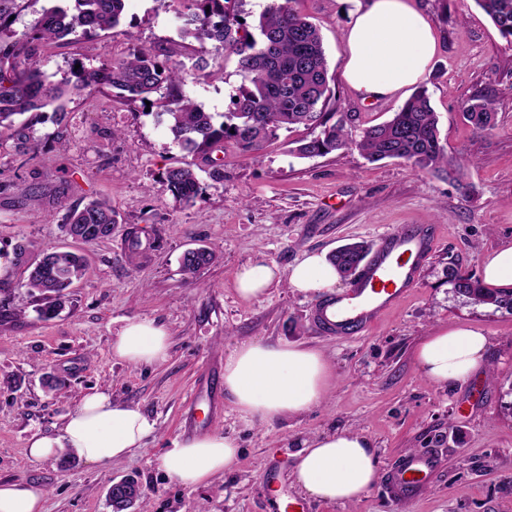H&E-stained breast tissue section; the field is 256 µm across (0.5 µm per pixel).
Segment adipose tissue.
<instances>
[{
    "label": "adipose tissue",
    "mask_w": 512,
    "mask_h": 512,
    "mask_svg": "<svg viewBox=\"0 0 512 512\" xmlns=\"http://www.w3.org/2000/svg\"><path fill=\"white\" fill-rule=\"evenodd\" d=\"M343 77L362 99L379 100L422 81L438 40L412 0H361L344 35ZM339 276L325 253H310L289 271L257 255L235 273L232 286L251 300L287 283L301 293L330 292ZM488 339L456 327L427 337L416 351L423 375L436 384L466 382L485 366ZM167 328L153 320L126 321L112 338V356L131 365H153L169 357ZM332 382L330 367L316 348L262 342L236 345L224 358V397L246 424L300 416L320 404ZM156 426L139 407L113 399L105 388L86 392L60 436L33 435L28 454L36 460L74 449L92 463H117L140 448ZM240 454L235 437L214 430L165 449L158 467L185 486L209 483L231 468ZM295 487L327 502L359 500L378 480L371 440L349 430L324 433L296 455ZM46 491L22 481L0 482V512H44Z\"/></svg>",
    "instance_id": "1"
}]
</instances>
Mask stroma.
Wrapping results in <instances>:
<instances>
[{"label":"stroma","instance_id":"stroma-1","mask_svg":"<svg viewBox=\"0 0 512 512\" xmlns=\"http://www.w3.org/2000/svg\"><path fill=\"white\" fill-rule=\"evenodd\" d=\"M414 3L438 38L425 83L442 141L450 157L469 160L458 182L402 161L372 163L353 147L297 157L291 144L307 135L299 127L279 131L258 152L226 149L223 180L200 172L201 195L181 205L160 176L183 152L155 111L108 89L65 95L40 112L29 131L31 144L44 150L35 161L24 162L14 140H0V281L14 289L11 307L25 311L0 325V482L42 486L45 512H111L106 492L123 478L143 491L128 512H281L279 501L299 497L292 471L303 443L353 430L372 441L379 480L353 503L305 498L308 512H512V313L456 295L447 276L452 267L481 276L485 256L512 245V41L474 0ZM293 7L323 36L332 89L327 112L348 116L355 138L389 120L410 90L365 101L342 77L351 0H295ZM179 26L159 0H126L112 33L42 47V69L58 81L69 76L72 62H113L144 45L187 67L185 91L205 111H231L242 83L234 57L209 43L210 74L195 78L193 50ZM477 95L496 102L492 134L477 133L462 116V104ZM62 137L69 143L64 151ZM94 198L116 211L112 237L74 242L60 227L65 208ZM407 224L436 226L433 253L416 288L362 337L320 334L310 320L318 293L281 284L244 300L231 286L236 270L257 254L286 272L305 253L373 244ZM132 227L141 230L134 261L126 243ZM20 239L35 255L72 248L88 260L87 276L73 284L53 320H38L22 285L13 254ZM200 244L215 248L218 258L185 277L180 258ZM128 319L165 325V363L134 366L113 358L112 338ZM451 326L488 336L487 371L441 386L423 377L415 352L427 336ZM251 341L321 350L333 372L324 401L298 417L244 424L224 399V357ZM50 375L65 378L66 386L47 388ZM95 387L155 420L142 448L110 465L79 458L64 468L55 458H30L29 438L59 435L80 397ZM214 429L241 446L224 474L187 487L158 470L157 458L174 442ZM423 449L436 452L439 473L396 510L383 476L402 456Z\"/></svg>","mask_w":512,"mask_h":512}]
</instances>
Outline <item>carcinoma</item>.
I'll return each instance as SVG.
<instances>
[{"label":"carcinoma","mask_w":512,"mask_h":512,"mask_svg":"<svg viewBox=\"0 0 512 512\" xmlns=\"http://www.w3.org/2000/svg\"><path fill=\"white\" fill-rule=\"evenodd\" d=\"M25 0H0V135L6 133L24 145L31 120L18 123L28 113H38L71 90L111 88L126 101H149L161 109L174 143L191 158L166 168L160 182L175 200L189 205L201 192L198 172L210 167L209 176L224 179L213 153L230 145L245 154L263 149L278 131L302 126L311 131L295 151L304 158L357 147L368 161L402 160L412 167L448 178L463 175L465 161L448 157L441 142L436 112L428 89L421 86L391 119L364 128L357 141L349 139L345 120L330 122L324 111L331 98L328 66L320 30L297 13L294 0H272L253 21L243 18V0H189L193 9L180 13V37L194 41L198 49L192 68L209 65L206 44L219 43L236 58L243 83L233 111L217 120L182 90L181 69L159 59L153 49L132 48L126 57L96 68L71 69L72 77L48 80L41 71L39 46L63 40L78 32H108L121 23L124 0H55L43 9L25 35V42H12L3 35L12 25L10 17L25 9ZM505 39H512V0H474ZM463 118L479 133L490 134L498 125L494 103L474 97L462 105ZM117 223L112 204L94 199L69 206L62 231L75 241L93 242L112 238ZM371 245L353 242L340 246L330 260L346 278L353 277ZM216 259L208 246L183 253L181 270L197 273ZM87 271L85 257L71 250L56 249L25 266L24 287L39 301L38 319L56 318L66 307V290ZM454 291L479 304L512 313V288H488L473 275L457 268L449 271Z\"/></svg>","instance_id":"carcinoma-1"}]
</instances>
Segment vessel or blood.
Segmentation results:
<instances>
[{
    "label": "vessel or blood",
    "mask_w": 512,
    "mask_h": 512,
    "mask_svg": "<svg viewBox=\"0 0 512 512\" xmlns=\"http://www.w3.org/2000/svg\"><path fill=\"white\" fill-rule=\"evenodd\" d=\"M435 241L436 228L431 224H409L381 236L350 286L316 303L315 324L332 337H359L416 287L421 266ZM437 470L438 458L432 451L403 457L387 477L391 501L399 505L416 498L433 481Z\"/></svg>",
    "instance_id": "b4317fda"
}]
</instances>
